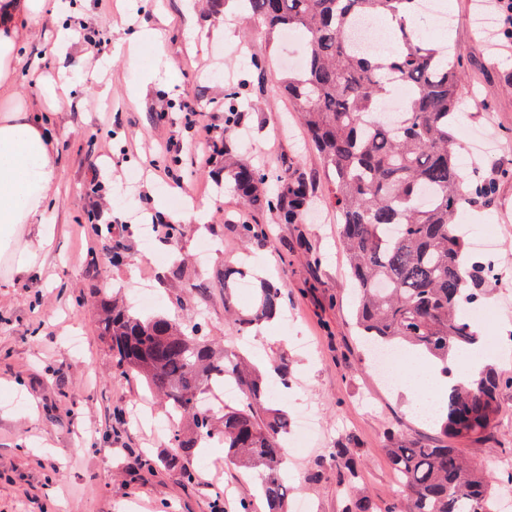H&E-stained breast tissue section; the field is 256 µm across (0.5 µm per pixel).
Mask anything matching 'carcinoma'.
Wrapping results in <instances>:
<instances>
[{"mask_svg": "<svg viewBox=\"0 0 512 512\" xmlns=\"http://www.w3.org/2000/svg\"><path fill=\"white\" fill-rule=\"evenodd\" d=\"M273 38L285 30L304 37V66L280 81L281 92L301 114L313 147L329 175L339 238L358 293L355 327L365 345L405 348L431 357L448 370L452 352H473L480 337L466 310L483 300L477 283L489 274L469 260V245L457 218L465 206L488 198L489 182H465L454 145L455 107L462 59L401 29L397 49L368 50L361 25L396 5L419 8L421 0H239ZM403 85L402 110L383 116V102ZM238 107L224 113V177L249 204L297 223L312 195L298 170L271 173L234 154ZM245 242L265 238L260 224H240ZM100 333L116 352L117 363L141 376L170 422L174 454L180 460L196 441L217 439L230 459L261 468V492L269 512H284L288 485L280 475L288 430V408L269 407L267 384L232 351H214L201 326H185L166 316L142 320L115 299L101 300ZM281 286L260 281L255 312L238 320L247 331L280 314ZM222 373L233 378L242 399L224 405V426L200 407L201 395ZM507 383L485 367L480 378L450 387L443 400L441 429L451 439L482 437L498 414V395ZM192 421L188 440L180 421ZM356 441L339 439L336 468L345 481L357 478ZM388 460L400 478L406 512H496L492 480L448 443L422 445L393 437ZM343 512H397L357 493Z\"/></svg>", "mask_w": 512, "mask_h": 512, "instance_id": "obj_1", "label": "carcinoma"}]
</instances>
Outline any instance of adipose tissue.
Segmentation results:
<instances>
[{"mask_svg":"<svg viewBox=\"0 0 512 512\" xmlns=\"http://www.w3.org/2000/svg\"><path fill=\"white\" fill-rule=\"evenodd\" d=\"M45 0H0V92L13 94L16 49L27 23L44 12ZM54 139L35 113L20 109L0 115V244L22 224L40 223L59 171Z\"/></svg>","mask_w":512,"mask_h":512,"instance_id":"1","label":"adipose tissue"}]
</instances>
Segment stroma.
I'll return each mask as SVG.
<instances>
[{
    "mask_svg": "<svg viewBox=\"0 0 512 512\" xmlns=\"http://www.w3.org/2000/svg\"><path fill=\"white\" fill-rule=\"evenodd\" d=\"M475 0H444L447 23L417 17L428 40L450 46L465 63L457 121L499 142V153L464 148V169L492 182L488 199L469 207L462 223L493 230L500 241L499 276L486 285L490 317L482 337L512 330V59L493 54L474 23ZM145 28L157 44L129 59L127 47ZM296 31L268 42L262 23L239 18L226 28L202 0H67L58 15L32 21L18 48L13 106L39 112L56 141L60 179L42 220L53 232L35 269L15 275L0 258V512H267L252 470L223 454L196 450L187 465L195 480L162 463L169 451L166 417L134 374L116 363L98 332V291L121 293L137 316L165 314L201 324L221 346L242 348L259 366L287 354L291 392H273L272 406L310 411L319 428L305 448L288 452L283 472L290 501L308 512H341L346 485L332 450L339 435L357 440L358 486L377 503L400 502V482L385 450L391 435L423 443L442 440L431 416L416 413L404 385L385 382L354 325L356 295L340 248L328 176L279 86L290 57H303ZM167 61L170 73L160 72ZM75 71L60 106L47 105L38 76ZM149 76L146 90L129 86ZM240 105L241 158L264 169L296 168L313 188L303 221L246 206L224 180V159L169 173L170 142L189 144L185 109H204L224 127L229 96ZM160 225L142 234L141 218ZM263 224L266 240L242 244L235 227ZM283 281L282 315L241 333L225 312L254 305L252 289L224 297V269ZM508 377L499 413L486 435L462 442L464 455L494 476L512 469V353L487 354ZM154 459L134 469L131 454ZM325 469L318 483L312 475Z\"/></svg>",
    "mask_w": 512,
    "mask_h": 512,
    "instance_id": "1",
    "label": "stroma"
}]
</instances>
